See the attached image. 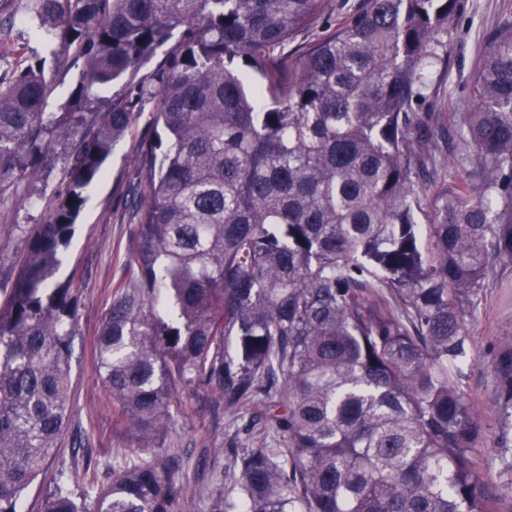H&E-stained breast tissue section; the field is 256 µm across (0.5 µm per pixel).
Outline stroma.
<instances>
[{
  "label": "stroma",
  "mask_w": 512,
  "mask_h": 512,
  "mask_svg": "<svg viewBox=\"0 0 512 512\" xmlns=\"http://www.w3.org/2000/svg\"><path fill=\"white\" fill-rule=\"evenodd\" d=\"M31 0H0V76L12 72L21 55L40 50V33L31 22ZM512 22V0H457L454 28L448 38V61L430 69V88L419 111L438 115L436 134L456 154L457 113L469 103L474 68L485 39L495 27ZM167 55L158 48L132 79L97 89L100 104H123L137 91L154 85L157 70ZM153 135L152 115L143 112L112 148L104 175L91 184L86 202L64 252L55 282H80L77 317L79 333L72 344V401L68 430L45 473L23 496L18 512H43L56 485L75 494L95 497L113 466L123 462L137 442L126 427L117 425L98 378L96 337L112 303L116 285L125 277V244L135 219L130 208L140 190L136 156L141 143ZM74 144L58 142L50 168L24 174L0 192V291L9 290L19 257L34 225L44 223L64 193V175ZM470 346L463 360L461 387L474 401L485 437L474 457L485 483L503 498H512V473L503 469L492 443L497 432L494 413L495 358L505 341L512 340V263L498 265L486 294L468 318ZM242 421L228 418L206 395L189 398L168 436L179 455L176 479L201 512L207 505L212 461L202 451L212 445H231L242 437Z\"/></svg>",
  "instance_id": "stroma-1"
}]
</instances>
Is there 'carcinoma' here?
I'll return each mask as SVG.
<instances>
[{
    "mask_svg": "<svg viewBox=\"0 0 512 512\" xmlns=\"http://www.w3.org/2000/svg\"><path fill=\"white\" fill-rule=\"evenodd\" d=\"M456 3L363 0L285 78L277 55L328 0H33L43 54L0 78V192L56 141L80 146L0 303V512H17L64 435L79 288L51 278L84 190L146 105L155 136L137 154L127 279L96 346L142 456L112 468L93 512H195L167 436L200 391L249 417L245 431L261 420L279 434L207 449L224 466L204 512H500L459 361L488 276L512 261V22L476 64L464 173L439 181L433 118L414 105L448 55ZM177 28L153 90L94 106V89ZM70 56L83 61L77 100L48 112L47 61ZM495 374L506 451L512 343ZM44 512L85 510L59 484Z\"/></svg>",
    "mask_w": 512,
    "mask_h": 512,
    "instance_id": "obj_1",
    "label": "carcinoma"
}]
</instances>
